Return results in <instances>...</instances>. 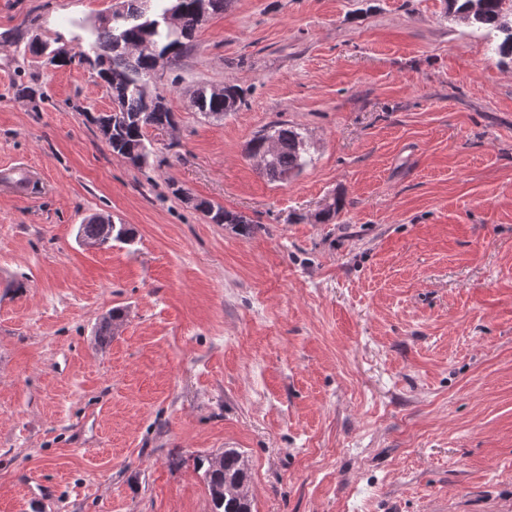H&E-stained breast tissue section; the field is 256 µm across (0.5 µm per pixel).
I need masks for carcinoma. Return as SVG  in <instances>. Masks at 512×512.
<instances>
[{"mask_svg":"<svg viewBox=\"0 0 512 512\" xmlns=\"http://www.w3.org/2000/svg\"><path fill=\"white\" fill-rule=\"evenodd\" d=\"M143 3L144 0H123L121 8L112 13V24L96 32L89 49L79 53V61L100 66L97 73L121 115L120 125L112 128V153L137 168L147 166L153 154L146 130L175 125V113L166 96L146 88L157 66L156 57L139 51L137 44L149 36L161 52L178 58L192 49L195 33L205 23L201 11L210 17L224 11V0H153L151 14L156 17L172 8L181 12L180 29L171 33L164 27L151 28V14L145 13ZM448 6L461 20L501 35L492 51L512 58V0H448ZM242 101L243 90L236 85H224L222 94L203 86L193 93L192 106L204 115L218 116L237 111ZM268 136L275 140V155L263 174L271 181H280L285 175L292 178L302 172L308 159L302 148L304 136L298 128L286 122L273 124L250 140V156L264 160L269 152ZM193 208L212 224H234L241 228L250 224L244 216L204 199L194 200ZM79 233L85 238L102 239L107 248L114 242L126 244L134 238L133 230L124 224L105 226L93 218L80 225ZM121 318L122 312L113 309L100 319L95 332L99 341L112 338L113 324ZM194 465L204 470L212 512H252L247 468L240 451L224 449L220 469L214 468L208 457L196 458Z\"/></svg>","mask_w":512,"mask_h":512,"instance_id":"cac0c4a2","label":"carcinoma"}]
</instances>
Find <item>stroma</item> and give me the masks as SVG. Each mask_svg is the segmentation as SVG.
<instances>
[{"label": "stroma", "instance_id": "35a3bbf8", "mask_svg": "<svg viewBox=\"0 0 512 512\" xmlns=\"http://www.w3.org/2000/svg\"><path fill=\"white\" fill-rule=\"evenodd\" d=\"M118 4L0 0V512H211L192 460L227 448L254 512H512V59L495 33L445 0H226L160 68L177 125L148 129L139 169L94 123L112 108L96 71L23 45L79 52ZM227 82L237 112L192 109ZM277 121L309 157L284 182L246 156ZM18 166L34 194L2 183ZM95 214L133 242L81 245ZM193 208L200 212L212 224H235L241 228H247L252 224L244 216L229 211L223 206L215 205L214 203L204 199H193Z\"/></svg>", "mask_w": 512, "mask_h": 512}]
</instances>
